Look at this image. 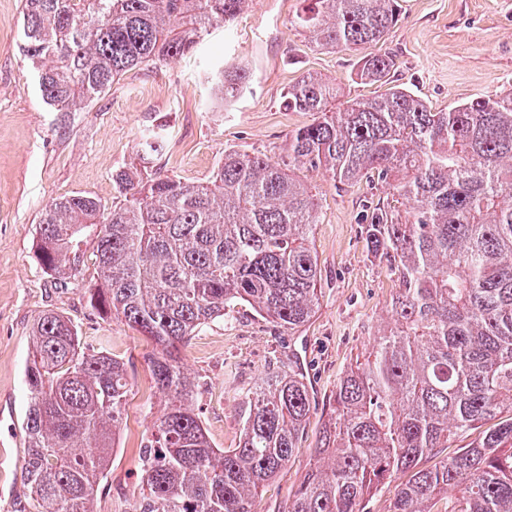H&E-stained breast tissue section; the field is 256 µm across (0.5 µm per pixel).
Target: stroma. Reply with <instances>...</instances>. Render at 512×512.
<instances>
[{
  "label": "stroma",
  "instance_id": "1",
  "mask_svg": "<svg viewBox=\"0 0 512 512\" xmlns=\"http://www.w3.org/2000/svg\"><path fill=\"white\" fill-rule=\"evenodd\" d=\"M399 4L398 21L379 44L320 50L292 25L302 0H251L231 26L212 30L195 55L132 68L83 111L65 114L43 102L37 72L18 50L22 0H0V512H35L22 474L24 367L33 325L45 311L70 319L85 340L128 366L125 418L95 512H136L148 411L160 403L146 362L151 343L120 319L98 314L85 281L44 273L36 241L46 204L80 194L111 206L113 172L133 160L141 135L152 129L165 136L158 166L188 183L207 181L229 150L287 163L289 133L313 116L280 107L281 93L312 72L335 81L343 99L373 96L375 86L352 80L370 54L390 53L391 84L436 111L512 91V0ZM222 66L247 69L252 83L220 108L207 76ZM296 175L318 201L310 236L322 277L314 316L291 333L243 307L201 326L181 349L185 369L199 382L196 407L218 448L237 446L246 395L261 377L291 365L307 375L315 410L302 449L264 487L260 512H282L314 464L337 383L389 322L398 289L360 233L364 205L390 202L388 186L362 182L340 190L321 168Z\"/></svg>",
  "mask_w": 512,
  "mask_h": 512
}]
</instances>
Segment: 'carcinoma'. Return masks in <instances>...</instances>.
<instances>
[{"label": "carcinoma", "mask_w": 512, "mask_h": 512, "mask_svg": "<svg viewBox=\"0 0 512 512\" xmlns=\"http://www.w3.org/2000/svg\"><path fill=\"white\" fill-rule=\"evenodd\" d=\"M249 2L24 0L22 52L45 103L79 112L129 69L193 52ZM308 2L294 24L321 49L377 44L399 16L398 0ZM394 66L369 55L356 77L383 85ZM210 79L226 104L251 84L238 67ZM339 96L310 72L288 86L282 104L314 116L288 137V164L322 167L338 186L377 180L405 201L407 216L377 205L361 225L399 288L393 322L340 379L317 463L284 512H363L392 482L390 512H431L438 496L446 512H512V92L437 112L405 88ZM163 148L161 132L141 137L139 164L112 175L110 209L84 195L47 204L38 257L53 278L88 277L91 306L154 347L148 366L164 404L140 455L139 512H258L260 489L301 450L312 412L303 376L266 377L247 397L237 447L219 449L179 351L243 305L288 331L312 318L318 204L290 169L258 155L226 153L194 184L155 168ZM24 382L30 496L39 512H95L129 395L126 364L50 310L34 327ZM504 413L471 447L419 468L451 434Z\"/></svg>", "instance_id": "cac0c4a2"}]
</instances>
